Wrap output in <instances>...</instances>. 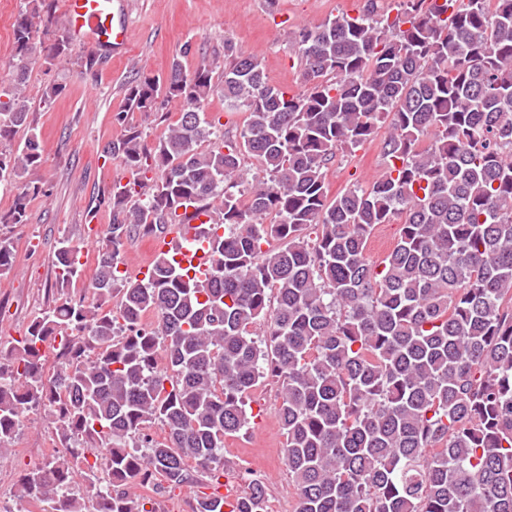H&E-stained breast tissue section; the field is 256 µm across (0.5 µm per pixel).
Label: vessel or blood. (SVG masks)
<instances>
[{
    "label": "vessel or blood",
    "mask_w": 512,
    "mask_h": 512,
    "mask_svg": "<svg viewBox=\"0 0 512 512\" xmlns=\"http://www.w3.org/2000/svg\"><path fill=\"white\" fill-rule=\"evenodd\" d=\"M65 12L72 33L97 53L108 55L126 49L127 0H65ZM199 224V219L192 218L174 232L183 242L178 260L195 277L203 276L212 263L207 244L199 235Z\"/></svg>",
    "instance_id": "1"
}]
</instances>
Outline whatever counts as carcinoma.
Returning <instances> with one entry per match:
<instances>
[{
    "mask_svg": "<svg viewBox=\"0 0 512 512\" xmlns=\"http://www.w3.org/2000/svg\"><path fill=\"white\" fill-rule=\"evenodd\" d=\"M25 2L14 80L0 86L9 224L26 223L38 186L22 178L42 162L35 134L11 147L29 126L22 86L71 44L67 31L38 36L49 0ZM399 5L392 19L364 0L355 16L301 29L303 93L225 44L224 101L246 113L234 141L206 112L218 60L190 73L176 59L163 78L125 83L121 133L102 153L132 180L109 192L91 295L62 296L0 350V454L28 412L51 417L65 444L25 471L20 498L54 512H158L126 486L195 480L212 492L192 512H268L262 479L220 488L224 438L249 430L247 397L271 378L294 512H512V0ZM160 100L180 116L149 151L127 117ZM384 124L383 171L328 199L338 152ZM245 156L258 176L243 190ZM190 207L218 212L200 226L213 255L204 278L170 252L141 279L119 275L126 242L164 235ZM394 221L397 241L372 262L370 233ZM79 252L60 242V285L81 276ZM156 423L163 441L147 433ZM90 448L105 451L103 484ZM78 474L89 506L70 493Z\"/></svg>",
    "mask_w": 512,
    "mask_h": 512,
    "instance_id": "carcinoma-1",
    "label": "carcinoma"
}]
</instances>
